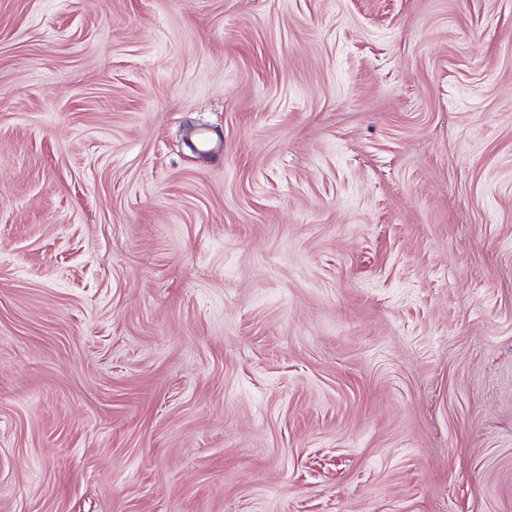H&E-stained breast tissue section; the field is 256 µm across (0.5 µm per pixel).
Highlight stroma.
I'll list each match as a JSON object with an SVG mask.
<instances>
[{
	"label": "stroma",
	"instance_id": "1",
	"mask_svg": "<svg viewBox=\"0 0 512 512\" xmlns=\"http://www.w3.org/2000/svg\"><path fill=\"white\" fill-rule=\"evenodd\" d=\"M0 512H512V0H0Z\"/></svg>",
	"mask_w": 512,
	"mask_h": 512
}]
</instances>
